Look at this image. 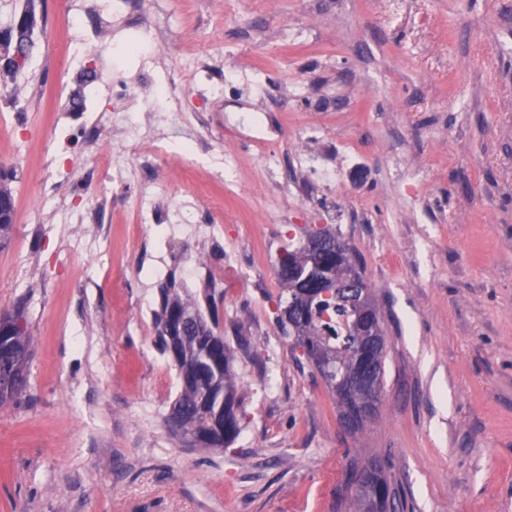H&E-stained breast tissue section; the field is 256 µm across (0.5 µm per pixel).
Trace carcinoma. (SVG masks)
Here are the masks:
<instances>
[{
	"mask_svg": "<svg viewBox=\"0 0 512 512\" xmlns=\"http://www.w3.org/2000/svg\"><path fill=\"white\" fill-rule=\"evenodd\" d=\"M37 26L32 11L0 27V84L14 78L32 61L33 33ZM23 49L25 61L19 65L13 54ZM14 196L4 184L0 172V239L9 236L13 226ZM324 247L322 267L303 279L300 270L309 268V254ZM362 277L361 262L347 245L330 230L307 234L306 242L282 259L278 277L285 288V302H293L278 318L283 335L292 338L298 349L313 364L336 396L340 420L352 417L351 431L356 433L370 422L357 416L370 392L381 394L384 385L386 347H377L364 356L357 349L361 339V318L348 303V296L336 295V284L345 283L350 274ZM336 312L342 327L334 336L324 315ZM156 344L178 368L181 392L171 406L168 423L179 429L190 442L201 448L222 449L232 444L241 432L237 409L241 394L233 370V355L224 337L201 317L195 301L184 299L169 287L162 293L156 318ZM32 335L28 323L20 328L0 330V384L9 389L0 395V407L16 405L26 396L31 358ZM351 376L367 374L369 386L354 393H342L336 387V371ZM345 495L341 506L347 512H405L407 503L390 480L380 461H350L344 473Z\"/></svg>",
	"mask_w": 512,
	"mask_h": 512,
	"instance_id": "obj_1",
	"label": "carcinoma"
}]
</instances>
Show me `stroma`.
Wrapping results in <instances>:
<instances>
[{
	"instance_id": "obj_1",
	"label": "stroma",
	"mask_w": 512,
	"mask_h": 512,
	"mask_svg": "<svg viewBox=\"0 0 512 512\" xmlns=\"http://www.w3.org/2000/svg\"><path fill=\"white\" fill-rule=\"evenodd\" d=\"M113 2L93 0V41L68 38V0H35L34 58L11 88L24 109L0 99L15 195L0 313L23 306L34 339L27 398L0 408V512H336L354 457L379 459L409 512H512V0H130L155 24L158 81L181 77L188 113L171 138L189 127L233 150L237 184L173 148L141 167L143 142L98 192L80 181L93 155L76 138L43 188L33 174L94 43L109 46L102 70L144 62L136 33L112 34ZM232 112L281 119V187L267 185L261 148L226 128ZM304 136L330 155L349 144L359 163L297 200L284 185ZM143 179L175 214L195 196L193 221L223 223L247 276L208 241L141 237ZM103 192L107 223L79 224ZM329 205L366 222L343 240L385 320L383 402L356 434L276 324L280 260L324 228ZM213 265L242 393V431L221 450L167 426L177 369L141 320L171 279L207 311Z\"/></svg>"
}]
</instances>
